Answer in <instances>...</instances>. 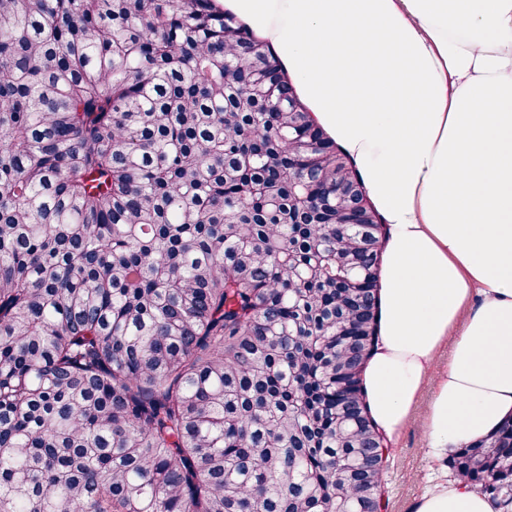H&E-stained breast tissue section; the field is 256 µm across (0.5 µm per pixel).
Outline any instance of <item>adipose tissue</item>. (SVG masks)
Masks as SVG:
<instances>
[{"label": "adipose tissue", "instance_id": "1", "mask_svg": "<svg viewBox=\"0 0 512 512\" xmlns=\"http://www.w3.org/2000/svg\"><path fill=\"white\" fill-rule=\"evenodd\" d=\"M230 4L276 46L383 220L367 404L392 445L431 389L421 424L444 462L512 418V0ZM412 512L503 508L455 479Z\"/></svg>", "mask_w": 512, "mask_h": 512}]
</instances>
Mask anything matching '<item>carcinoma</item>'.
<instances>
[{"label":"carcinoma","instance_id":"1","mask_svg":"<svg viewBox=\"0 0 512 512\" xmlns=\"http://www.w3.org/2000/svg\"><path fill=\"white\" fill-rule=\"evenodd\" d=\"M212 0H0V512L386 508L377 231ZM512 419L456 477L512 506Z\"/></svg>","mask_w":512,"mask_h":512}]
</instances>
